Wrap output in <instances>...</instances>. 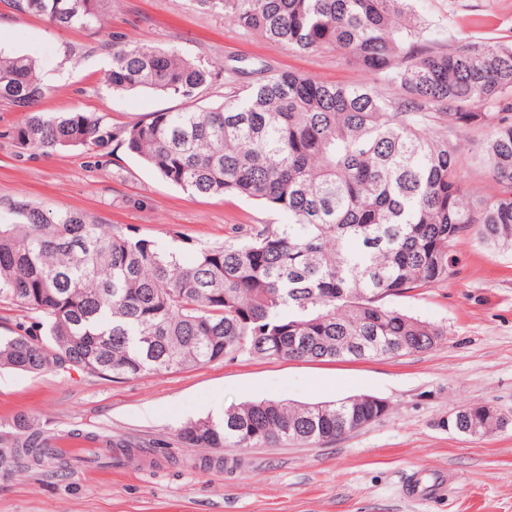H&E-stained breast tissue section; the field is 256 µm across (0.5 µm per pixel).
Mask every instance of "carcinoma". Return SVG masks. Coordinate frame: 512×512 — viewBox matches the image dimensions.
<instances>
[{
  "label": "carcinoma",
  "instance_id": "cac0c4a2",
  "mask_svg": "<svg viewBox=\"0 0 512 512\" xmlns=\"http://www.w3.org/2000/svg\"><path fill=\"white\" fill-rule=\"evenodd\" d=\"M109 0H4L50 25L96 29ZM197 8L300 54L334 53L363 77L346 84L257 69L225 70L224 103L193 105L210 66L176 48L112 43L104 82L189 106L116 128L84 112H43L36 61L0 53V103L22 114L8 133L22 149H104L112 143L167 182L210 197H241L285 211L288 225L254 224L193 257L159 247L137 228L85 211L0 201V301L31 325L0 336V366L27 373L81 370L111 378L208 364L238 354L314 361L428 351L443 333L384 304L448 278L449 248L479 229L512 248V42L432 37L414 0H193ZM398 88L387 97L380 84ZM481 111L476 112L473 107ZM478 128L492 183L459 178L448 134ZM387 403L344 399L292 406L244 402L178 431L191 448L324 443L378 420ZM480 436L506 415L463 408ZM98 436L47 435L17 414L0 434V462L66 466Z\"/></svg>",
  "mask_w": 512,
  "mask_h": 512
}]
</instances>
